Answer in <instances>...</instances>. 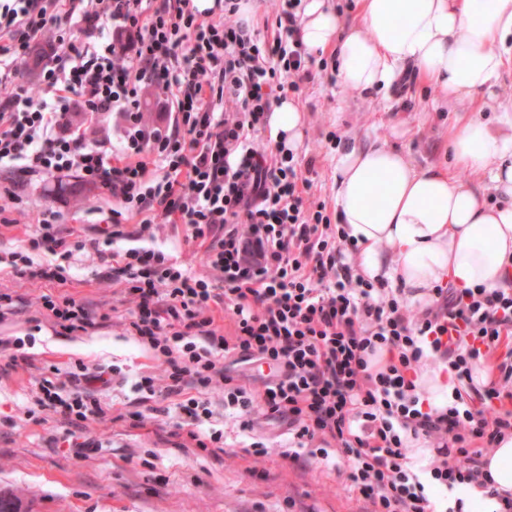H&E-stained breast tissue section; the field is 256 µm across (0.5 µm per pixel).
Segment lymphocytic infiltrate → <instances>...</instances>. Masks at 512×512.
<instances>
[{"label":"lymphocytic infiltrate","mask_w":512,"mask_h":512,"mask_svg":"<svg viewBox=\"0 0 512 512\" xmlns=\"http://www.w3.org/2000/svg\"><path fill=\"white\" fill-rule=\"evenodd\" d=\"M274 2L279 34L269 42L238 20L239 0L204 10L194 0H0V170L73 173L147 223L178 218L205 242L211 272L152 249L113 250L123 235L114 223L71 238L51 213L0 263L62 285L75 252H97L101 279L127 283L129 326L161 368L136 383L141 403L177 399L196 447H224L223 431L209 426L208 394L219 389L242 429H252L258 408L287 421L283 457L337 459L371 512H438L433 491L480 483L487 452L512 433V410L502 406L512 400V351L497 353L512 335V288L438 287L415 309L403 289L348 263L359 248L314 197L294 152L254 141L285 91L328 67L301 40L302 0ZM47 33L61 53L31 89L17 82V63ZM147 85L173 105L174 126L144 120ZM111 112L128 120L116 149L89 139L78 121ZM40 252L51 261H35ZM38 304L63 332L96 325L72 297L45 294ZM219 309L231 332L216 325ZM491 356L495 380L475 386V366ZM230 357L277 374L252 392L225 375ZM430 362L457 383L440 408L425 407L419 390ZM103 381L100 372L44 381L36 404L80 427L105 417L93 392ZM419 439L431 445L423 464L408 455Z\"/></svg>","instance_id":"obj_1"}]
</instances>
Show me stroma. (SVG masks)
Returning a JSON list of instances; mask_svg holds the SVG:
<instances>
[{
  "instance_id": "1",
  "label": "stroma",
  "mask_w": 512,
  "mask_h": 512,
  "mask_svg": "<svg viewBox=\"0 0 512 512\" xmlns=\"http://www.w3.org/2000/svg\"><path fill=\"white\" fill-rule=\"evenodd\" d=\"M293 101L306 115L303 137L296 148L300 159L315 158L313 190L326 202L334 200L332 157L328 132L364 141L374 133L403 150L419 167L440 165L451 178L475 184L468 171L454 167L448 132L462 113L492 122L490 108L464 103L443 105L435 90L420 80L394 85L388 98H371L328 79L302 84ZM60 179L23 181L20 200L0 198V249L25 244L43 211L53 210L66 228L82 230L105 223L116 198L98 189L79 197L60 193ZM130 232H141V245L170 254L199 274H209L203 247L187 237L182 224H155L141 230L135 217L124 220ZM102 262L93 250L77 253L66 285L70 295L92 305L102 321L78 333H56L38 316L37 298L43 282L0 273V291L9 293L18 312L0 322V336L25 339L27 361L0 372V492L20 498L24 512H364L357 493L348 491L344 475L331 465L313 461L302 467L284 458L287 426L265 414L254 417L252 432L242 431L224 416L223 394H209L216 411L214 426L224 432L220 453L168 443L167 433L179 420L170 401H163L143 426L128 414L133 385L140 376L158 373L151 354L125 331L131 307L126 285L99 277ZM88 368L117 366L120 376L101 387L104 419L87 423V445H62L66 426L60 417L35 423L42 377L69 378L78 364ZM268 444L269 454L255 461L244 448L252 440Z\"/></svg>"
}]
</instances>
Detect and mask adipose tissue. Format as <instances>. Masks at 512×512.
Returning <instances> with one entry per match:
<instances>
[{"instance_id":"ef3b65f1","label":"adipose tissue","mask_w":512,"mask_h":512,"mask_svg":"<svg viewBox=\"0 0 512 512\" xmlns=\"http://www.w3.org/2000/svg\"><path fill=\"white\" fill-rule=\"evenodd\" d=\"M360 13L361 26L347 28L328 0H305L303 42L335 50L343 87L385 96L411 69L444 103L497 101L512 67V0H360ZM448 140L455 164L498 203L375 138L332 160L336 213L361 248L362 274L423 305L436 286L496 288L512 274V117L461 116Z\"/></svg>"}]
</instances>
